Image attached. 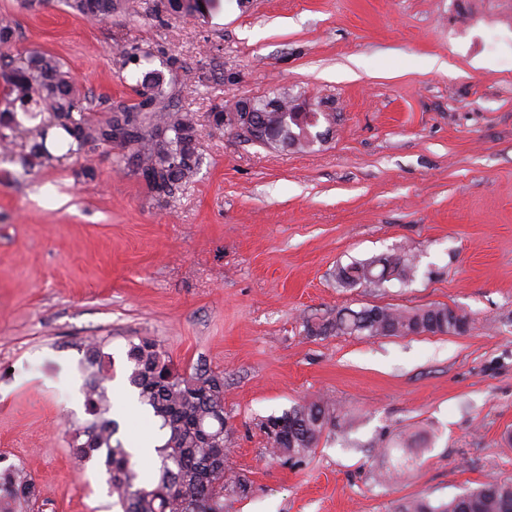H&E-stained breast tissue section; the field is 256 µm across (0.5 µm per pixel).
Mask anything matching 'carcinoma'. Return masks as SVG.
Here are the masks:
<instances>
[{
	"label": "carcinoma",
	"instance_id": "cac0c4a2",
	"mask_svg": "<svg viewBox=\"0 0 512 512\" xmlns=\"http://www.w3.org/2000/svg\"><path fill=\"white\" fill-rule=\"evenodd\" d=\"M78 14L102 21L117 8L138 11V0H64ZM205 0H157V11L168 15L202 12ZM16 27L10 16H0V45L15 41ZM133 65L131 77L139 100L110 109L99 117L93 100L81 95L68 72L49 54L18 50L0 56V72L9 76L0 86V148L10 146L24 134L22 149L13 154L23 170L31 172L53 159L47 140L53 129L71 138L67 154L80 155L99 148L126 151L122 161L142 174L151 191L160 198H172L189 184L199 166L197 123L190 112H169L163 105L166 92L155 70L142 71L154 54L137 44L125 50ZM35 124L24 129L17 111ZM287 125L278 135L283 148L305 149L312 140L294 139ZM415 266L400 255L354 260L338 268L336 281L342 288L382 284L393 279L407 281ZM446 305H433L410 312L371 306L359 311L336 312L332 320L306 325L315 335L336 333L347 336H410L425 332H448ZM86 359L94 368L87 392L88 414L93 416L78 436L85 441L72 448L83 463L94 462L108 475L115 504L122 512H224V492L248 496V479L226 471L224 460V379L204 367L181 373L150 338L131 343L128 383L138 401L148 408L166 433L165 442L155 449L159 465L139 478L132 453L117 438L119 425L105 418L110 408L103 382L111 361L94 345L86 348ZM334 412L324 401L297 404L279 415H270L261 425L274 423L280 430L265 433L271 452L278 458L300 461L315 448L334 422ZM40 489L22 469L13 465L0 471V512H19L39 499ZM399 512H512V481L486 482L475 490L456 495L438 505L415 498L399 506Z\"/></svg>",
	"mask_w": 512,
	"mask_h": 512
}]
</instances>
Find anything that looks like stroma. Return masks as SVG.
<instances>
[{
  "label": "stroma",
  "mask_w": 512,
  "mask_h": 512,
  "mask_svg": "<svg viewBox=\"0 0 512 512\" xmlns=\"http://www.w3.org/2000/svg\"><path fill=\"white\" fill-rule=\"evenodd\" d=\"M0 13L15 48L60 59L102 113L136 98L125 49L156 51L168 109L198 120L197 173L166 200L116 148L29 175L0 155V464L40 487L29 512H115L105 472L72 453L90 419L85 345L115 363L108 415L135 447L158 431L124 401L144 337L224 379L225 461L252 484L224 512H397L512 478V0H213L97 22L62 0H0ZM277 95L330 114L309 149L211 122ZM382 254L414 259L413 280L338 286V267ZM437 304L469 330L306 331L342 308ZM319 399L336 423L317 447L271 457L260 421ZM402 439L415 462L390 482ZM158 13L168 15H191L202 13L203 5L207 0H157Z\"/></svg>",
  "instance_id": "1"
}]
</instances>
